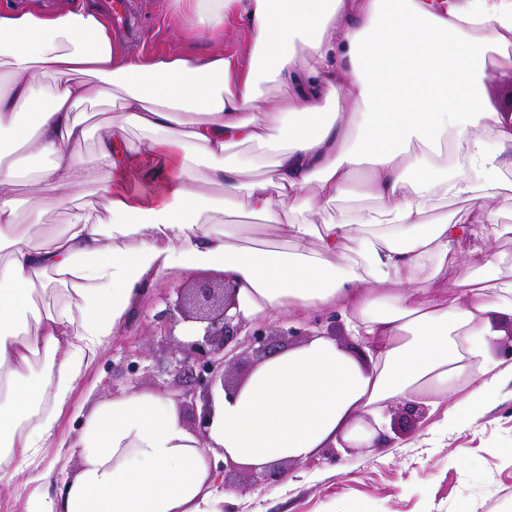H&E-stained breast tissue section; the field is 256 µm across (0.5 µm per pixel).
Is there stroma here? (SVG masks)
<instances>
[{
	"mask_svg": "<svg viewBox=\"0 0 512 512\" xmlns=\"http://www.w3.org/2000/svg\"><path fill=\"white\" fill-rule=\"evenodd\" d=\"M131 6L141 26L135 37L122 40L124 53H245V29L229 28L222 43H213L188 26L184 0H132ZM118 110L115 100L83 108L89 133L78 148L84 171L70 191L72 205L98 203L95 144L112 133V116ZM221 278L220 271L209 268L177 271L149 289L119 334L78 378L70 407L58 420V440L77 438L76 410L88 413L101 402L133 392L177 398L184 382L178 350L199 341L202 327L183 321L172 325L160 315L176 302L179 289ZM386 415L391 435L384 442L345 452L321 449L307 463L287 466L286 478L275 485L262 483L248 469L222 467L223 512H331L337 503L345 504L348 512H482L500 490L512 488V392L503 391L491 406L472 412L466 426L446 431L436 429L435 416L424 409L409 411L395 403Z\"/></svg>",
	"mask_w": 512,
	"mask_h": 512,
	"instance_id": "1",
	"label": "stroma"
}]
</instances>
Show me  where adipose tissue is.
<instances>
[{
	"instance_id": "1",
	"label": "adipose tissue",
	"mask_w": 512,
	"mask_h": 512,
	"mask_svg": "<svg viewBox=\"0 0 512 512\" xmlns=\"http://www.w3.org/2000/svg\"><path fill=\"white\" fill-rule=\"evenodd\" d=\"M191 28L250 36L246 57L122 55L102 15L78 6L0 8V481L28 475L27 512H222L215 456L257 473L386 429L389 403L428 407L460 424L512 383L495 352L512 319V256L482 272L489 203L512 190V114L482 103L487 67L512 70V0H186ZM57 89L42 106L44 75ZM275 83L287 96L264 100ZM125 93L95 162L111 223L76 209L33 239L24 215L61 203L82 167L88 131L75 108ZM146 132L134 142L125 128ZM273 154L268 180H248ZM224 194L209 198L190 166ZM157 188L134 189L145 168ZM40 197L21 203V171ZM350 197L368 207L314 224ZM471 211L436 216L441 201ZM246 204L270 235L247 244L213 223ZM222 270L237 314L334 317L364 343L362 363L311 334L218 392L207 439L179 403L131 393L85 416L77 473L52 481L41 450L75 383L148 288L172 271ZM461 392L456 402L448 396Z\"/></svg>"
}]
</instances>
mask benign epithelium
I'll return each instance as SVG.
<instances>
[{"instance_id": "7a95c632", "label": "benign epithelium", "mask_w": 512, "mask_h": 512, "mask_svg": "<svg viewBox=\"0 0 512 512\" xmlns=\"http://www.w3.org/2000/svg\"><path fill=\"white\" fill-rule=\"evenodd\" d=\"M235 293L236 288L228 282L221 283L218 288L209 285L194 288L164 315L167 322H207L204 341L181 350L179 364L190 375V380L183 386L180 398L187 404L194 406L200 401L208 405L211 391L218 383L223 389H229L224 371L228 357L226 349L241 333H246L245 342L252 350L263 353L270 349L275 333L269 326L256 324L246 331L243 321L230 314L236 306Z\"/></svg>"}]
</instances>
